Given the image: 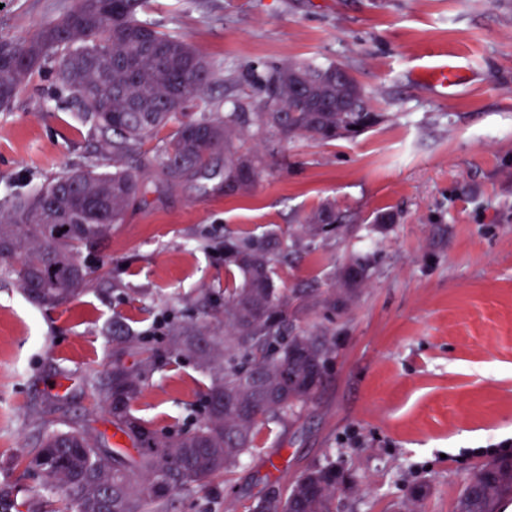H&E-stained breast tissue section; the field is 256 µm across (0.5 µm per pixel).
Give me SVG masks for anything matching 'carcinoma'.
<instances>
[{
    "label": "carcinoma",
    "mask_w": 512,
    "mask_h": 512,
    "mask_svg": "<svg viewBox=\"0 0 512 512\" xmlns=\"http://www.w3.org/2000/svg\"><path fill=\"white\" fill-rule=\"evenodd\" d=\"M144 0H74L53 23L21 43L0 41L14 61L0 64V108L7 109L31 76L49 60L73 99L101 134L110 138L112 169L97 165L67 169L31 193L0 203V260L11 268L21 292L39 305L77 296L90 282L80 248L112 230L127 208L144 195L146 172L155 167L174 185L206 170L224 153V194L249 192L264 170L263 157L240 142L262 136L270 143L299 138L330 144L372 127L376 113L353 76L336 80L338 63L316 66L290 61L270 75L265 106L274 112H246L237 104L222 117L191 111L214 78L211 61L185 38L138 18ZM161 151L149 155L146 141L166 128ZM76 173V184L68 176ZM347 215L330 203L305 223L263 235L231 233L224 241V335L208 336L171 325L167 351L195 349L210 374L204 395L206 417L193 429L160 433L136 415L144 374L154 354L140 335L118 330L113 340L139 357L138 369L114 364L100 396L121 404L110 409L112 425L131 449L112 448L78 428L42 435L30 466L42 464L43 487L64 512H173L174 496L234 472L257 449V434L271 422L299 416L316 396L321 370L335 352L326 331L295 329L302 314L321 306L349 308L368 274L354 259L338 273L341 288L288 290L277 283V264L288 260V239L341 227ZM345 473L329 463L304 470L289 486L257 498L264 512H336ZM512 501V454L480 465L460 491L454 512H501Z\"/></svg>",
    "instance_id": "cac0c4a2"
}]
</instances>
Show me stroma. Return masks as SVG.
I'll return each mask as SVG.
<instances>
[{
	"label": "stroma",
	"instance_id": "obj_1",
	"mask_svg": "<svg viewBox=\"0 0 512 512\" xmlns=\"http://www.w3.org/2000/svg\"><path fill=\"white\" fill-rule=\"evenodd\" d=\"M72 4L0 0V41ZM140 17L213 61L199 111H258L265 78L292 59L346 65L378 121L352 139L280 148L246 195H225L220 155L173 187L150 173L123 222L82 248L92 281L64 304H31L0 264V512H54L23 464L43 431L77 423L111 440L96 385L116 360L113 320L156 355L138 416L192 428L210 377L191 353H167L166 321L223 335L205 312L224 288L225 235L299 224L328 201L349 227L299 250L280 286L331 290L352 258L372 266L350 308L296 323L336 340L317 397L299 420L264 429L232 475L177 495L174 512H246L330 462L349 477L336 512H454L478 467L512 449V0H147ZM452 54L462 79L445 95L426 73ZM103 143L46 63L0 109V199L67 168H108ZM386 211L395 223H375Z\"/></svg>",
	"mask_w": 512,
	"mask_h": 512
}]
</instances>
